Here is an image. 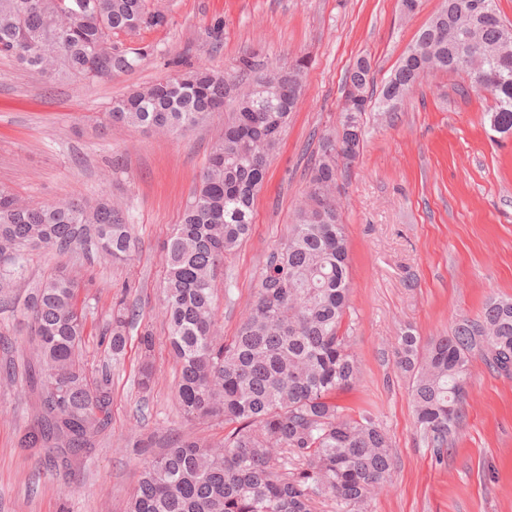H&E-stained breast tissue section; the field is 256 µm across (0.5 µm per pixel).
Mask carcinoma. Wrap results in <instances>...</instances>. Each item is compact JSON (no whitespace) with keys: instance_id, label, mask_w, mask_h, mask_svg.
<instances>
[{"instance_id":"1","label":"carcinoma","mask_w":512,"mask_h":512,"mask_svg":"<svg viewBox=\"0 0 512 512\" xmlns=\"http://www.w3.org/2000/svg\"><path fill=\"white\" fill-rule=\"evenodd\" d=\"M471 2L445 0L379 95L368 59L346 73L341 130L319 138L307 202L284 242L268 252L255 302L227 343L216 321L214 273L250 233L254 199L305 62L254 79L246 59L234 76L198 65L112 103V122L174 134L223 111L224 79L262 88L257 99L246 91L233 101L232 120L164 254L161 314L179 366V409L187 421L222 418L234 428L216 445L168 432L164 452L145 458L127 512H314L319 498L339 510L365 504L388 479L395 451L387 434L371 415L354 418L332 400L360 375L345 327L349 262L338 175L358 155L368 107L397 111L435 71L466 73L477 93L479 82L488 83L490 128L512 133V26L496 7L478 16ZM156 15L147 0H0V55L51 78L125 73L147 49H120L112 38L162 25V16L151 21ZM1 239L15 253L0 257V292L23 275L35 250L126 260L134 248L129 211L116 200L28 205L2 188ZM78 288L60 272L34 283L24 300L34 333L29 393L37 421L21 444L48 450L52 467L66 475L92 456L112 413L111 372L92 377L83 359L90 305L78 303ZM134 320V310L117 308L102 331L115 361ZM476 357L492 371L512 372V298H489L479 315L427 342L407 331L394 349L395 365L410 377L420 436L439 456L462 421Z\"/></svg>"}]
</instances>
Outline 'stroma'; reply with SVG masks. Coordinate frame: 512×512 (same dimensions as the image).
<instances>
[{"instance_id":"obj_1","label":"stroma","mask_w":512,"mask_h":512,"mask_svg":"<svg viewBox=\"0 0 512 512\" xmlns=\"http://www.w3.org/2000/svg\"><path fill=\"white\" fill-rule=\"evenodd\" d=\"M443 4L421 0L406 15L399 0H149L165 24L116 39L149 47L132 71L54 80L0 56V187L31 204L111 194L129 209L136 238L132 260L121 264L79 253L33 254L9 302L0 303V512H125L144 460L125 445L132 430L160 441L170 428L211 442L224 438L223 421L181 417L160 308L163 246L228 115L216 112L162 134L109 124L113 99L190 63L230 73L244 59L259 69L308 62L296 110L268 158L251 234L216 272L215 311L228 339L254 299L266 254L287 236L305 198L320 135L339 125L346 70L369 57L376 84H383ZM467 84L464 74L439 72L398 112L366 113L360 155L341 178L351 350L360 379L335 402L346 413L371 414L396 452L388 482L360 512H512V375L473 359L464 418L440 462L417 430L409 379L392 357L405 329L424 339L441 336L476 316L489 297H512V135L490 129L484 117L492 96L467 91ZM60 270L76 276L81 298L95 307L87 322L88 367L110 365L113 396L95 455L76 469L65 493L46 450L19 444L34 420L27 393L32 333L23 303L33 283ZM118 300L139 317L116 362L100 332ZM145 327L156 337L157 382L148 394L136 384V338Z\"/></svg>"}]
</instances>
